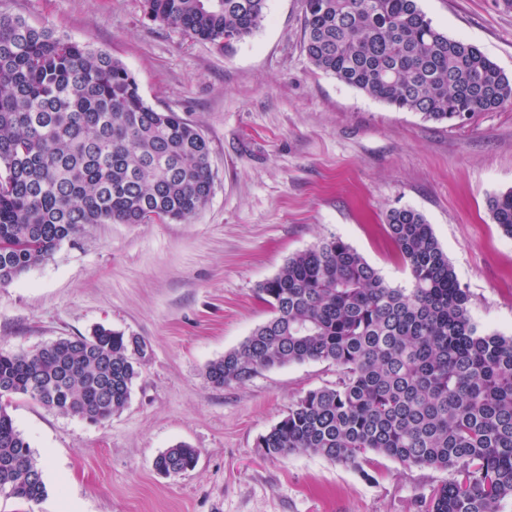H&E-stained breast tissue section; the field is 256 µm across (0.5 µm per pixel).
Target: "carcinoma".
Listing matches in <instances>:
<instances>
[{"mask_svg":"<svg viewBox=\"0 0 512 512\" xmlns=\"http://www.w3.org/2000/svg\"><path fill=\"white\" fill-rule=\"evenodd\" d=\"M156 22L221 50L250 37L266 0H144ZM303 49L320 71L398 109L460 123L512 102V79L478 47L432 25L418 0H305ZM0 287L93 224L187 221L213 190L211 149L158 111L109 53L0 13ZM512 238V190L487 202ZM410 287L393 288L339 237L289 257L258 292L271 317L205 369L215 387L306 361L343 371L261 435L269 457L319 455L354 469L370 453L454 477L425 512H501L512 498V337L480 331L469 294L425 217L386 215ZM144 348L103 325L30 351H0V493L28 504L42 469L15 426L25 396L99 423L128 404ZM198 452L154 461L177 476Z\"/></svg>","mask_w":512,"mask_h":512,"instance_id":"obj_1","label":"carcinoma"}]
</instances>
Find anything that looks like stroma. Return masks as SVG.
<instances>
[{
    "instance_id": "stroma-1",
    "label": "stroma",
    "mask_w": 512,
    "mask_h": 512,
    "mask_svg": "<svg viewBox=\"0 0 512 512\" xmlns=\"http://www.w3.org/2000/svg\"><path fill=\"white\" fill-rule=\"evenodd\" d=\"M419 6L512 77V0ZM0 11L121 61L149 105L198 127L214 174L189 221L94 225L0 288L2 351L100 324L144 344L128 405L101 423L15 398L46 495L32 506L0 494V512H422L450 471L258 448L295 400L335 386V365L292 363L224 388L205 367L269 318L259 285L322 239L408 287L385 225L400 207L431 225L478 328L512 336V238L487 207L512 190V105L454 125L341 83L303 50V0H267L261 27L229 52L152 21L143 0H0ZM178 443L197 449L196 466L159 474L155 457Z\"/></svg>"
}]
</instances>
